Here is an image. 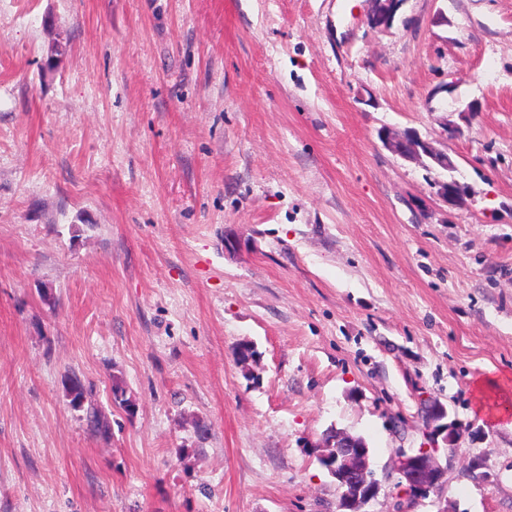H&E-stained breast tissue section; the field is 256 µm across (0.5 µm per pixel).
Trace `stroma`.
I'll list each match as a JSON object with an SVG mask.
<instances>
[{
  "instance_id": "obj_1",
  "label": "stroma",
  "mask_w": 512,
  "mask_h": 512,
  "mask_svg": "<svg viewBox=\"0 0 512 512\" xmlns=\"http://www.w3.org/2000/svg\"><path fill=\"white\" fill-rule=\"evenodd\" d=\"M366 12L0 0V512H334L333 427L387 512L431 401L449 508L512 512V0ZM405 0H368L367 19L374 28H390ZM380 139L385 148L404 160L421 162L426 157L429 160L428 169L447 173L457 169L456 163L447 152L436 148L415 129L409 128L400 133L382 131ZM434 188H437L436 195L449 206H458L463 202V188L454 178L446 181H435Z\"/></svg>"
}]
</instances>
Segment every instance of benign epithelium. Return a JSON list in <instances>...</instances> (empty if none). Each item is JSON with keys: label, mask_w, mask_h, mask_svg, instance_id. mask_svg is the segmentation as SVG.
<instances>
[{"label": "benign epithelium", "mask_w": 512, "mask_h": 512, "mask_svg": "<svg viewBox=\"0 0 512 512\" xmlns=\"http://www.w3.org/2000/svg\"><path fill=\"white\" fill-rule=\"evenodd\" d=\"M404 0H368L367 19L375 28H389ZM380 139L388 150L407 161L420 162L428 159L427 168L440 171L457 169L452 157L436 148L433 143L422 137L412 128L400 133L381 132ZM436 195L450 206L463 202V188L454 178L434 182ZM430 448H420L415 453L401 449L397 452L396 472L398 484L403 492L416 499H427L430 494H437L442 488L448 464L456 458L457 436L461 426L457 420H448V410L444 405H431L425 417ZM336 452L325 456L324 466L334 476L339 485L345 487L341 494L340 512H367L366 507L378 498L380 481L370 468L368 448L365 443L348 434L338 437ZM447 447L446 464H441L435 457L438 442Z\"/></svg>", "instance_id": "7a95c632"}]
</instances>
